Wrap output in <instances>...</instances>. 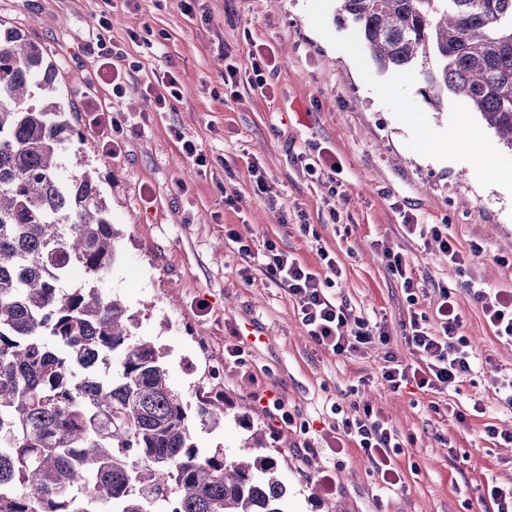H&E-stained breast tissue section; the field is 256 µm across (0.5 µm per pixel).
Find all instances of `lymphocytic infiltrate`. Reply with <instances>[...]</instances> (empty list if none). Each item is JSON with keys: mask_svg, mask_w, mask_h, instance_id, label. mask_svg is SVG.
<instances>
[{"mask_svg": "<svg viewBox=\"0 0 512 512\" xmlns=\"http://www.w3.org/2000/svg\"><path fill=\"white\" fill-rule=\"evenodd\" d=\"M402 226L407 235L438 243L449 266H463L464 254L449 239L446 225L422 224L414 215L406 213L402 216ZM228 237L245 261H258L267 278L287 288L308 337L317 346L339 356L360 353L376 345L384 346L385 365L381 377L392 390L410 385L423 392L450 389L474 373L476 357L462 333L463 324L451 289L441 290V301L436 309L438 328H430L425 315L411 314L404 339L420 362L408 364L390 350L391 336L384 323L356 316L346 304L330 296L329 287L343 276L335 256L320 251L324 269L318 272L290 252L277 248L271 240H264L259 245L234 230L229 231ZM473 296L480 303L487 324L494 328L499 338L511 342L512 290L477 288ZM333 411L337 416L333 426V453H341L345 443H352L370 460L384 485H402L403 475L397 457L405 442L391 428L381 410L367 402H356L350 409L337 405Z\"/></svg>", "mask_w": 512, "mask_h": 512, "instance_id": "lymphocytic-infiltrate-1", "label": "lymphocytic infiltrate"}]
</instances>
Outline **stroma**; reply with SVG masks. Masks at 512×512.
<instances>
[{"label":"stroma","instance_id":"35a3bbf8","mask_svg":"<svg viewBox=\"0 0 512 512\" xmlns=\"http://www.w3.org/2000/svg\"><path fill=\"white\" fill-rule=\"evenodd\" d=\"M335 7V0H199L189 11L185 0H0V24L42 48L69 120L84 131L80 149L66 155L67 170L97 172L121 232L119 257L99 289L121 297L135 336L165 348L170 383L189 409L199 389L224 400L222 425L190 417L197 447L231 458L261 437L279 462L288 512H483L487 482L512 484V445L484 433L489 425L512 431V405L503 399L512 343L486 324L473 291L512 289V186L502 184L512 150L459 97L436 107L418 94L416 74L378 72L356 32L338 27ZM102 15L124 53L120 98L96 76ZM132 30L138 40L129 39ZM261 53L274 65L267 95L244 82L225 86L226 64L245 72ZM167 74L179 79L182 96L158 112L146 88ZM90 100L134 125L120 153L103 152L85 110ZM176 129L201 146L207 166L180 153ZM453 129L475 138L456 158L418 148V138L438 145ZM316 147L341 160L340 195L328 178L296 166V153ZM253 157L269 194L254 190ZM404 211L422 224L447 225L467 255L464 272L450 268L436 245L405 235ZM304 222L311 233L302 232ZM230 230L273 240L315 270L319 249L335 253L343 278L333 296L385 323L392 349L409 363L416 357L403 326L414 311L434 317L437 286L448 285L477 357L473 378L450 391H394L381 378L382 349L342 358L315 345L286 289L258 271L242 278L245 262ZM378 240L412 261L424 282L416 305L386 270ZM474 243L480 253H471ZM230 338L244 349V363L225 361ZM263 388L276 390L296 421L309 422L308 434L270 427L253 400ZM360 398L408 438L398 457L405 484L381 490L372 464L349 444L336 457V490L325 492L297 447L307 438L326 447L333 405L347 409ZM476 402L483 414L457 422L456 412Z\"/></svg>","mask_w":512,"mask_h":512}]
</instances>
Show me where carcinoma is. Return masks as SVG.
<instances>
[{"instance_id":"obj_1","label":"carcinoma","mask_w":512,"mask_h":512,"mask_svg":"<svg viewBox=\"0 0 512 512\" xmlns=\"http://www.w3.org/2000/svg\"><path fill=\"white\" fill-rule=\"evenodd\" d=\"M336 2L378 71H418L512 149V0ZM82 142L39 46L0 33V512H286L277 460L200 452L166 352L92 285L121 231L90 173L63 176ZM196 415L220 425L224 399Z\"/></svg>"}]
</instances>
